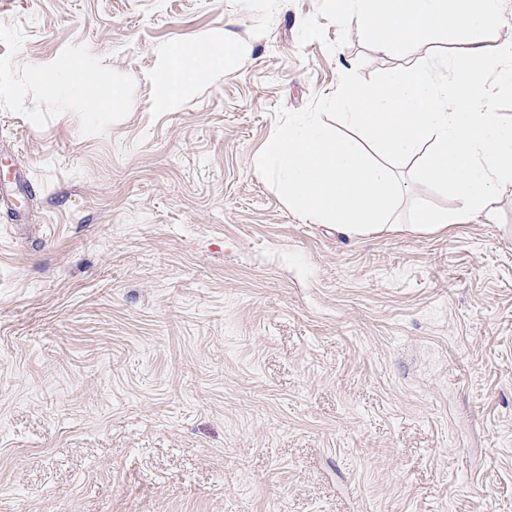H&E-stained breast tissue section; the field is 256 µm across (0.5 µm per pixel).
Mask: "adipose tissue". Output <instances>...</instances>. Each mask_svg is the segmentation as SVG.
<instances>
[{
	"label": "adipose tissue",
	"instance_id": "1",
	"mask_svg": "<svg viewBox=\"0 0 512 512\" xmlns=\"http://www.w3.org/2000/svg\"><path fill=\"white\" fill-rule=\"evenodd\" d=\"M241 54L238 46L223 40L205 41L203 49L174 50L154 74L157 110L174 107L183 91L211 74L229 70Z\"/></svg>",
	"mask_w": 512,
	"mask_h": 512
}]
</instances>
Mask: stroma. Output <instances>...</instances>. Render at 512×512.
Instances as JSON below:
<instances>
[{
    "mask_svg": "<svg viewBox=\"0 0 512 512\" xmlns=\"http://www.w3.org/2000/svg\"><path fill=\"white\" fill-rule=\"evenodd\" d=\"M317 9L0 0V512H512V189L350 238L252 166L278 108L430 51L299 44ZM208 39L237 66L156 110ZM75 59L98 83L43 105ZM201 47L208 50L206 56L200 54ZM240 54L238 46L223 40H204L189 51L175 49L154 74L158 90L154 107L160 111L174 107L188 86L211 74L228 71Z\"/></svg>",
    "mask_w": 512,
    "mask_h": 512,
    "instance_id": "35a3bbf8",
    "label": "stroma"
}]
</instances>
